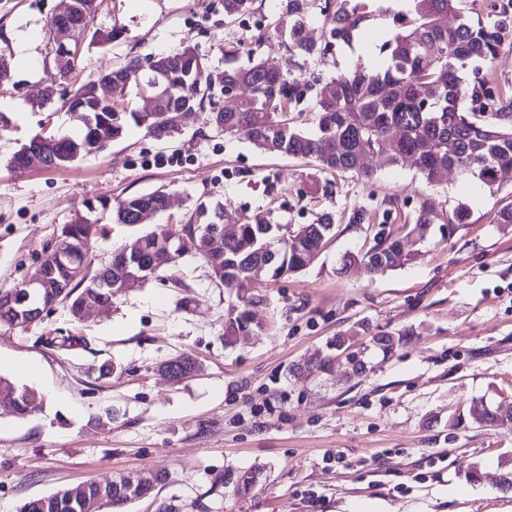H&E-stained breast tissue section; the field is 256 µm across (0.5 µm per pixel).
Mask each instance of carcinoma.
Here are the masks:
<instances>
[{
    "label": "carcinoma",
    "mask_w": 512,
    "mask_h": 512,
    "mask_svg": "<svg viewBox=\"0 0 512 512\" xmlns=\"http://www.w3.org/2000/svg\"><path fill=\"white\" fill-rule=\"evenodd\" d=\"M72 20L89 22L97 9V0H75ZM370 0H324L319 7L324 39L321 43L305 36L306 22L315 0H286L273 34L285 39L288 51L303 61L350 43L368 17ZM459 0H414V12L396 22L391 39L382 46L385 63L376 69L357 68L341 72L328 81L304 77L303 73H283L257 50L248 52L245 64L237 63L238 50L224 51V79L217 82L212 70L198 52L186 47L155 58H133L129 63L143 68L131 81L137 92L157 86L166 94L158 115L179 112L185 107L207 111L212 125H224V134L242 135L257 148L313 161L324 172L351 173L371 179L373 161L402 164L413 159L420 179L432 185L456 170L494 189L498 174L512 169V97L494 95L484 82L474 77L468 87L462 79L467 64L475 59L490 60L504 47H512V13L490 5L486 19L473 21L458 7ZM254 0H224V14L238 18L252 13ZM454 14L456 25L448 26ZM319 84L314 113L317 131L308 133L288 117V108L304 99L309 87ZM224 94V109H206L214 91ZM72 104L87 112L89 122L81 136L58 135V167L67 168L79 158L106 151L123 132L126 119L139 123L136 113L125 116L111 105L98 100L87 84L71 97ZM162 208L157 192L134 195L120 200L113 208L118 224H130L142 208ZM304 233L292 240L277 241V225L254 218L240 225L236 240H224L212 251V259L223 269L220 282L233 289L251 267L269 261L268 249L277 251L269 270L271 277L294 275L319 254L330 239L334 220L329 214L318 222L303 225ZM99 228L88 224L69 225L68 237L56 242L44 260L52 278L71 283L65 294L43 291L42 306L62 305L74 314L85 299L96 295V281L105 267L90 270L88 262ZM177 232L166 229L141 235L139 264L147 265L159 251L170 250L175 258ZM411 232L374 237V244L354 261L366 264L379 275L404 265L414 256L405 249ZM253 299L229 306L224 313V346H235L238 336L253 328L246 307ZM405 333L385 332L373 335L374 348L388 355L401 346ZM258 472L246 471L224 476L245 493L255 485ZM128 505L137 500L133 491L118 494L110 483L86 484L85 498L100 492ZM48 503L43 512H84L78 502L57 499V493L43 496Z\"/></svg>",
    "instance_id": "1"
}]
</instances>
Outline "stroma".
Returning a JSON list of instances; mask_svg holds the SVG:
<instances>
[{"label": "stroma", "instance_id": "obj_1", "mask_svg": "<svg viewBox=\"0 0 512 512\" xmlns=\"http://www.w3.org/2000/svg\"><path fill=\"white\" fill-rule=\"evenodd\" d=\"M285 0H255L248 16L230 19L223 0H102L80 43L74 84L96 78L134 56L196 48L209 66L224 65V48L249 44L273 24ZM59 0H0V57L10 80L0 90V291L34 278L62 225L106 197L167 191L171 204L155 220L176 229L199 203L221 202L224 221L263 217L274 224H312L331 214L335 235L310 266L292 277L264 276L248 307L260 330L225 347L224 313L236 296L218 286L193 253L165 279L114 299L107 312L71 320L49 310L29 329L0 328V375L11 363L32 364L28 379L43 406L21 418L0 407V512L92 481L152 470L167 474L156 500L126 512H155L156 501L182 512H512V491L499 487L512 469V425H486L473 415L512 402V225L493 223L512 202V174L497 191L449 172L422 184L407 164L376 163L371 181L332 177L307 160L261 151L230 137L204 115L183 134L160 141L126 122L105 152L72 167L19 176L11 155L44 128L79 136V114L60 101L31 107L49 78H30L17 52L19 34L46 60L45 32ZM413 0H372V13L352 44L309 61L323 78L383 65V42ZM112 33L113 39L100 37ZM512 92V49L492 62L473 61L465 81ZM437 218L416 231V256L382 275L351 255L374 235L414 223L421 202ZM470 213L453 233L442 230L458 205ZM107 234L93 265L131 245L139 225L101 216ZM370 333L404 332L393 355H365L355 375L339 359L323 371L299 372L351 326ZM190 354L198 371L175 382L160 363ZM110 374H102V366ZM117 419L95 423L106 408ZM457 427H450L451 419ZM477 468L478 479L468 471ZM259 471L247 496L220 482L225 472Z\"/></svg>", "mask_w": 512, "mask_h": 512}]
</instances>
